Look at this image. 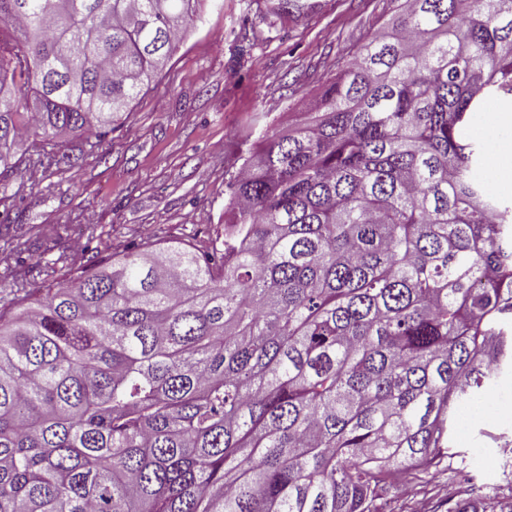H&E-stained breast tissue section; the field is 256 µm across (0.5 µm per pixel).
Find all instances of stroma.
I'll return each instance as SVG.
<instances>
[{
  "label": "stroma",
  "instance_id": "obj_1",
  "mask_svg": "<svg viewBox=\"0 0 512 512\" xmlns=\"http://www.w3.org/2000/svg\"><path fill=\"white\" fill-rule=\"evenodd\" d=\"M275 16L272 0H206L158 80L111 133L112 148L75 135L58 165H29L0 191V216L39 248L16 254L0 239V310L7 285L67 282L94 256L147 241L202 247L224 233V182L262 135L306 112L344 62L393 15L396 0H312ZM493 410L453 428L442 463L389 482L377 512H450L469 487L512 512V372Z\"/></svg>",
  "mask_w": 512,
  "mask_h": 512
}]
</instances>
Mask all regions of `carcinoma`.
<instances>
[{
	"label": "carcinoma",
	"instance_id": "carcinoma-1",
	"mask_svg": "<svg viewBox=\"0 0 512 512\" xmlns=\"http://www.w3.org/2000/svg\"><path fill=\"white\" fill-rule=\"evenodd\" d=\"M202 2L0 0V181L103 141ZM490 97L512 101V0H407L225 182L224 239L1 311L0 512H372L444 457L512 365V205L467 135Z\"/></svg>",
	"mask_w": 512,
	"mask_h": 512
}]
</instances>
